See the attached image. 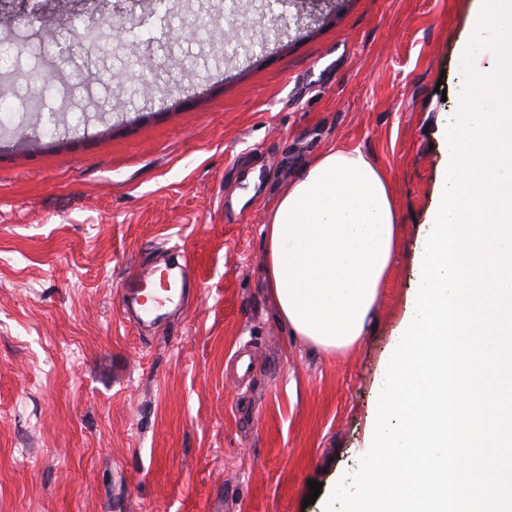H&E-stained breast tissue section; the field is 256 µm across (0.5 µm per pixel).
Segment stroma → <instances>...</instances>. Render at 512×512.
<instances>
[{"label": "stroma", "mask_w": 512, "mask_h": 512, "mask_svg": "<svg viewBox=\"0 0 512 512\" xmlns=\"http://www.w3.org/2000/svg\"><path fill=\"white\" fill-rule=\"evenodd\" d=\"M190 2L178 39L144 26L149 70L115 40L87 46L140 0H94L69 41L125 95L95 86L52 135L20 100L0 116V512H325L359 466L446 178L476 0H343L233 63L193 37L200 11L220 32L233 16ZM21 7L0 0L15 44L0 67L26 72L40 56ZM334 145L382 170L403 230L366 336L329 355L278 320L261 226ZM176 244L195 265L186 311L129 322V278Z\"/></svg>", "instance_id": "obj_1"}]
</instances>
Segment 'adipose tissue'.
<instances>
[{
	"label": "adipose tissue",
	"instance_id": "adipose-tissue-1",
	"mask_svg": "<svg viewBox=\"0 0 512 512\" xmlns=\"http://www.w3.org/2000/svg\"><path fill=\"white\" fill-rule=\"evenodd\" d=\"M261 233L280 322L325 352L353 347L399 246L383 172L359 148H328L280 190Z\"/></svg>",
	"mask_w": 512,
	"mask_h": 512
}]
</instances>
